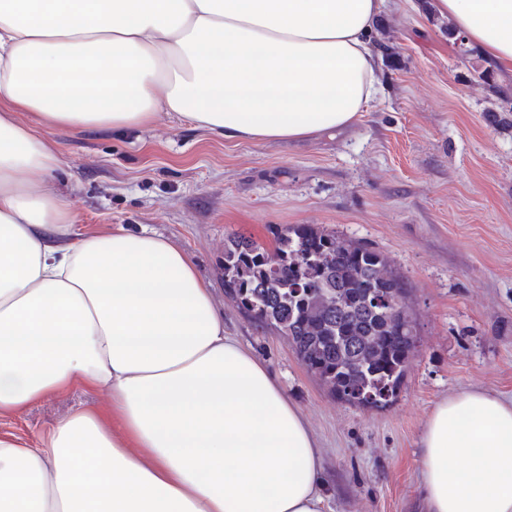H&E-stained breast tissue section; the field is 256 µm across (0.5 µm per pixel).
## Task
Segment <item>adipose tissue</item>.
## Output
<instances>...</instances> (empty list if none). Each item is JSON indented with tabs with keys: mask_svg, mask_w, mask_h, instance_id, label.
<instances>
[{
	"mask_svg": "<svg viewBox=\"0 0 512 512\" xmlns=\"http://www.w3.org/2000/svg\"><path fill=\"white\" fill-rule=\"evenodd\" d=\"M387 0H0V417L107 390L35 443L0 434V512H325L322 450L187 252L119 227L79 234L44 186L55 128L159 111L228 139L358 121L381 89ZM512 74V0H429ZM31 113L22 124L17 112ZM418 463L425 512H512V400L438 403Z\"/></svg>",
	"mask_w": 512,
	"mask_h": 512,
	"instance_id": "1",
	"label": "adipose tissue"
}]
</instances>
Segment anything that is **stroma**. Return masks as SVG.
<instances>
[{
	"mask_svg": "<svg viewBox=\"0 0 512 512\" xmlns=\"http://www.w3.org/2000/svg\"><path fill=\"white\" fill-rule=\"evenodd\" d=\"M446 20L389 0L372 35L381 95L350 129L291 142L227 140L173 112L132 129L59 128L63 164L48 188L72 204L77 232L123 226L169 237L194 260L224 330L259 358L320 441L326 512H423L418 461L435 405L470 387L512 399V85L479 76ZM319 224L384 254L409 288L417 348L393 403H343L224 293V240L271 243ZM106 391L70 390L0 419L31 442L73 408L107 410Z\"/></svg>",
	"mask_w": 512,
	"mask_h": 512,
	"instance_id": "1",
	"label": "stroma"
}]
</instances>
